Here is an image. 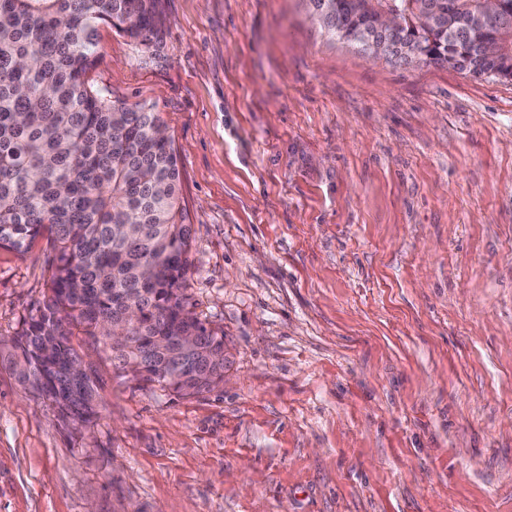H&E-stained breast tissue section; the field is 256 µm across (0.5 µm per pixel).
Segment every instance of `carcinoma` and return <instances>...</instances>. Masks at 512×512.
Masks as SVG:
<instances>
[{"label":"carcinoma","mask_w":512,"mask_h":512,"mask_svg":"<svg viewBox=\"0 0 512 512\" xmlns=\"http://www.w3.org/2000/svg\"><path fill=\"white\" fill-rule=\"evenodd\" d=\"M342 0L320 26L333 41L400 12V46L471 74L512 75V20L479 46L482 0ZM160 0H0V248L49 249L46 291L12 362L20 382L64 418L86 423L95 390L71 343L102 337L112 364L178 396L224 381V336L187 310L192 225L180 205L178 156L160 113L114 100L89 73L102 60L98 30L150 47ZM127 338L113 346L112 337ZM196 337L212 358L187 350Z\"/></svg>","instance_id":"1"}]
</instances>
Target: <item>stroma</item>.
Returning <instances> with one entry per match:
<instances>
[{"instance_id": "obj_1", "label": "stroma", "mask_w": 512, "mask_h": 512, "mask_svg": "<svg viewBox=\"0 0 512 512\" xmlns=\"http://www.w3.org/2000/svg\"><path fill=\"white\" fill-rule=\"evenodd\" d=\"M161 6L90 79L174 142L224 382L181 398L80 335L81 424L0 356V512H512V80L368 61L303 0ZM47 258L0 249L9 351Z\"/></svg>"}]
</instances>
